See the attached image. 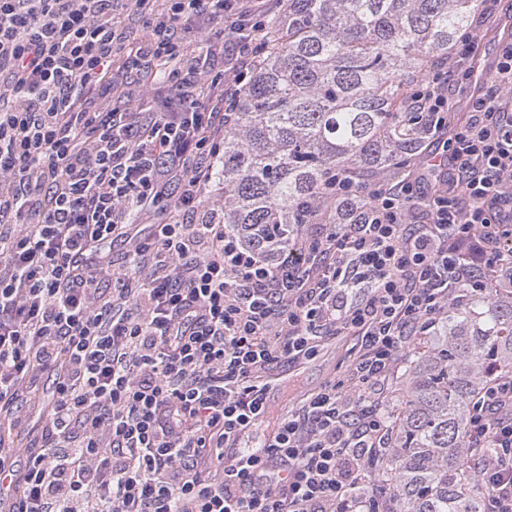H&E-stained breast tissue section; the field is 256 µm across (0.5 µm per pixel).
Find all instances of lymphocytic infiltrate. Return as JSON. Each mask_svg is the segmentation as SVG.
<instances>
[{
  "mask_svg": "<svg viewBox=\"0 0 512 512\" xmlns=\"http://www.w3.org/2000/svg\"><path fill=\"white\" fill-rule=\"evenodd\" d=\"M283 3L0 0V430L25 389L51 386L25 464L0 449L8 512H377L370 469L405 354L448 307L512 291V41L454 126L448 77L472 74L473 35L417 86L441 159L357 186L365 223L301 225L273 259L225 223L210 189L224 120ZM146 74L164 85L149 107L113 103ZM341 336L358 339L345 370L261 455H234L272 373ZM468 445L489 512H512V373Z\"/></svg>",
  "mask_w": 512,
  "mask_h": 512,
  "instance_id": "1",
  "label": "lymphocytic infiltrate"
}]
</instances>
